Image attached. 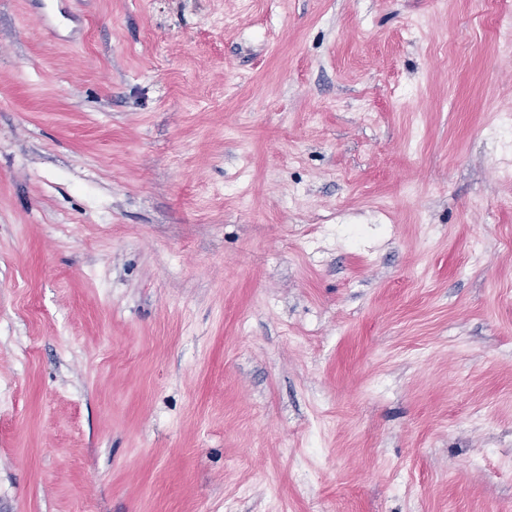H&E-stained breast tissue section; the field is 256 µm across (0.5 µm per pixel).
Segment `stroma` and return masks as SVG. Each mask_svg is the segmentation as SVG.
Here are the masks:
<instances>
[{"label":"stroma","mask_w":512,"mask_h":512,"mask_svg":"<svg viewBox=\"0 0 512 512\" xmlns=\"http://www.w3.org/2000/svg\"><path fill=\"white\" fill-rule=\"evenodd\" d=\"M506 0H0V512H512Z\"/></svg>","instance_id":"obj_1"}]
</instances>
